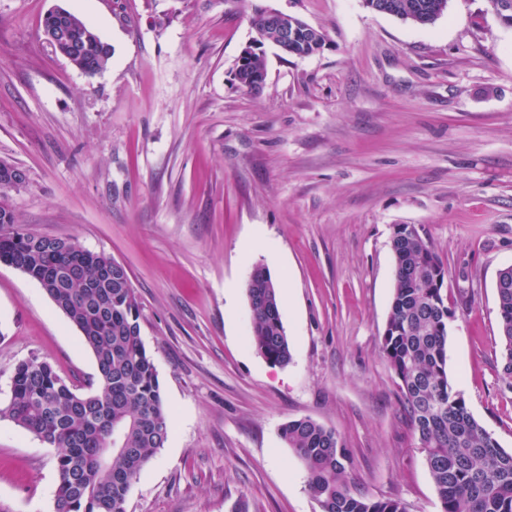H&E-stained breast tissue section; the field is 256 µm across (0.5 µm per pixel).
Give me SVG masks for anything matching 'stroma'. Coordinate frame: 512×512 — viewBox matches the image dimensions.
I'll use <instances>...</instances> for the list:
<instances>
[{
  "instance_id": "35a3bbf8",
  "label": "stroma",
  "mask_w": 512,
  "mask_h": 512,
  "mask_svg": "<svg viewBox=\"0 0 512 512\" xmlns=\"http://www.w3.org/2000/svg\"><path fill=\"white\" fill-rule=\"evenodd\" d=\"M62 7L112 48L87 77L41 21ZM486 0H448L419 26L362 0H0V161L21 226L123 264L172 432L127 512H320L288 420L333 429L354 489L439 512L435 485L380 353L394 225H416L448 271V375L512 449L496 279L512 266V29ZM328 44L265 45L266 80L234 78L256 9ZM279 286L292 357L250 342L246 285ZM36 357L86 389L97 367L43 289L0 264V401ZM56 451L0 420V503L53 512ZM286 18L285 22L288 23V28L293 30L296 38L288 40L293 36L288 34V28L280 30V47L289 56L302 58L303 56H310L323 50L326 46V35L319 29H316L298 17L283 14Z\"/></svg>"
}]
</instances>
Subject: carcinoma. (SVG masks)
Returning <instances> with one entry per match:
<instances>
[{"label":"carcinoma","mask_w":512,"mask_h":512,"mask_svg":"<svg viewBox=\"0 0 512 512\" xmlns=\"http://www.w3.org/2000/svg\"><path fill=\"white\" fill-rule=\"evenodd\" d=\"M366 8L426 26L448 0H363ZM296 38L288 55H313L326 35L285 15ZM256 39L274 37L260 13L251 20ZM47 42L82 73L101 72L109 44L79 15L56 8L43 21ZM265 72L256 53L238 70L240 85L258 93ZM0 261L38 282L55 307L78 328L97 366V380L79 392L53 365L32 357L14 368L7 419L57 449L54 512H126L132 483L168 441L171 422L154 360L141 336L139 304L126 268L71 238L38 236L17 224L14 211L0 210ZM393 298L381 352L397 380L406 417L418 441L440 512H512V450L503 448L469 411L448 376V324L454 317L443 283V262L408 224L392 233ZM253 314L251 341L272 365L291 359L278 287L270 272L253 267L247 282ZM503 373L512 378V266L497 285ZM283 442L302 460L307 489L320 512H406L396 498H374L352 488L346 449L336 433L310 418L281 428Z\"/></svg>","instance_id":"carcinoma-1"}]
</instances>
